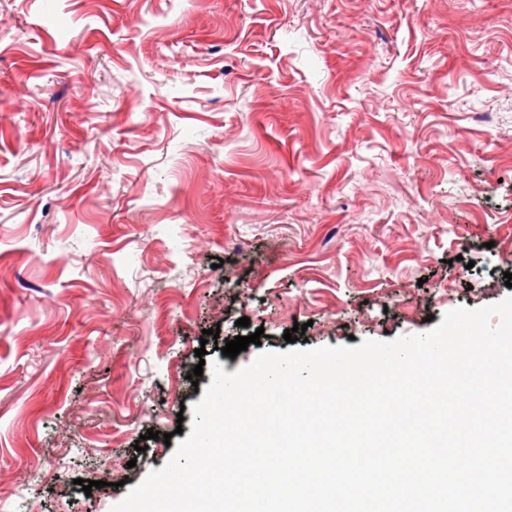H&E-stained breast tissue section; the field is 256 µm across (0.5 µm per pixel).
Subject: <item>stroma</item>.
I'll return each mask as SVG.
<instances>
[{
  "instance_id": "stroma-1",
  "label": "stroma",
  "mask_w": 512,
  "mask_h": 512,
  "mask_svg": "<svg viewBox=\"0 0 512 512\" xmlns=\"http://www.w3.org/2000/svg\"><path fill=\"white\" fill-rule=\"evenodd\" d=\"M511 269L512 0H0V512H111L199 361L424 333Z\"/></svg>"
}]
</instances>
